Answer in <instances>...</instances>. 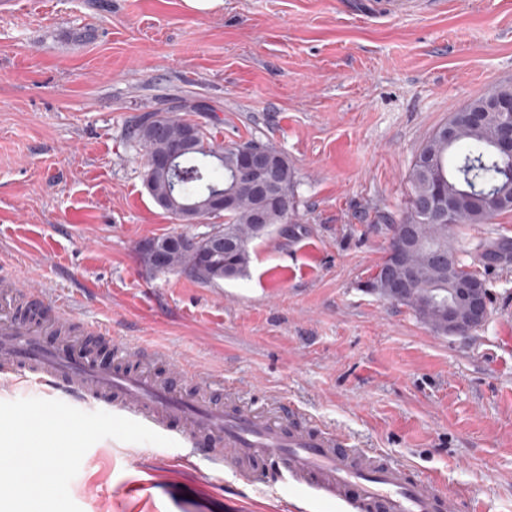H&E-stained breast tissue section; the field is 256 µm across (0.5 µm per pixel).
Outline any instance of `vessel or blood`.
I'll list each match as a JSON object with an SVG mask.
<instances>
[{"instance_id":"obj_1","label":"vessel or blood","mask_w":512,"mask_h":512,"mask_svg":"<svg viewBox=\"0 0 512 512\" xmlns=\"http://www.w3.org/2000/svg\"><path fill=\"white\" fill-rule=\"evenodd\" d=\"M0 288L23 291L42 320L0 319V373L47 386L61 396L100 405L150 429L176 428L218 472L250 482L262 478L281 491H298L311 501L333 503L337 512H466L468 505L437 482L406 465L356 447L349 439L298 421L285 405L280 422L244 410L184 398L139 372L98 366L92 357L62 355L45 338L49 327H74L64 310L45 309L41 296L23 290L14 277Z\"/></svg>"}]
</instances>
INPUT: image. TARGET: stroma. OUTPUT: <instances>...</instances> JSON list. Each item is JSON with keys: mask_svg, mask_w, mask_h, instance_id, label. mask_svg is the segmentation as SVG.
<instances>
[{"mask_svg": "<svg viewBox=\"0 0 512 512\" xmlns=\"http://www.w3.org/2000/svg\"><path fill=\"white\" fill-rule=\"evenodd\" d=\"M512 85V0H0V272L107 329L100 356L169 353L140 371L184 395L307 418L413 466L479 512H512V260L479 267L489 316L434 334L364 287L433 129ZM177 97L217 143L255 139L297 179L290 223L215 285L155 272L142 241L202 236L143 182L133 117ZM476 265L512 212L455 228ZM193 366L194 378L180 368ZM106 438L69 492L82 512H335L270 484L209 475L203 457Z\"/></svg>", "mask_w": 512, "mask_h": 512, "instance_id": "stroma-1", "label": "stroma"}]
</instances>
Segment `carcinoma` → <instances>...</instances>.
<instances>
[{
	"instance_id": "obj_1",
	"label": "carcinoma",
	"mask_w": 512,
	"mask_h": 512,
	"mask_svg": "<svg viewBox=\"0 0 512 512\" xmlns=\"http://www.w3.org/2000/svg\"><path fill=\"white\" fill-rule=\"evenodd\" d=\"M512 98V86H500L488 95L479 96L455 112L435 128L418 149L407 176L410 197L404 216L396 224H411L416 228L418 244L404 254L407 265L417 276L411 292L393 302L407 307L416 318L434 333L444 336L439 323V311L448 306V289L454 277L474 276L459 255L448 244L449 224L434 217L427 209V201L441 194L450 199L461 224H485L502 212L512 211V163L495 150L494 127L490 123H473L471 112L491 111L489 100ZM179 106L148 112L127 129V137L144 153L145 160L164 152L168 140L179 136L189 126L196 128L195 148L184 153L177 164L178 172H158L154 175L152 199L168 197L165 211L174 216L190 202L202 203L221 189L232 191L238 200L231 210L207 209L203 217L224 216V237L233 246L215 256L202 271L192 241L195 237L172 234L160 237L165 242L179 243L169 256V270L188 274L204 284H216L224 279L244 275L250 261V244L268 235L276 226L288 223L295 208V172L288 158L272 146L273 167L279 191L272 196L254 191L238 179L235 171V153L238 143L215 144L199 124L182 117ZM454 125L459 137L453 144L442 135V129ZM512 256V242L499 241L484 246L480 254L483 266L498 264ZM393 262L385 256L378 273L365 282V288L383 296L380 271Z\"/></svg>"
}]
</instances>
